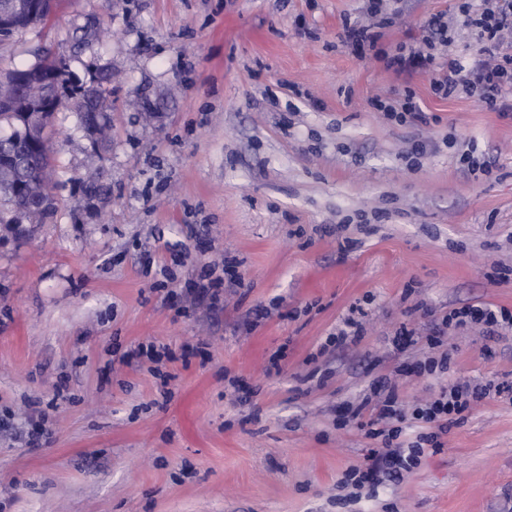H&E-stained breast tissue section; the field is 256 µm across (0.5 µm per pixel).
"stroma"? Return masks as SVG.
I'll list each match as a JSON object with an SVG mask.
<instances>
[{"instance_id": "1", "label": "stroma", "mask_w": 512, "mask_h": 512, "mask_svg": "<svg viewBox=\"0 0 512 512\" xmlns=\"http://www.w3.org/2000/svg\"><path fill=\"white\" fill-rule=\"evenodd\" d=\"M459 0H401L376 50ZM362 0H55L0 69L64 54L112 72L108 144L55 113L54 209L0 224V512H512V399L473 404L418 464L357 500L374 419H339L395 379L410 405L512 382V330L434 322L512 310V112L436 97L341 41ZM412 91L428 124L374 98ZM485 156L491 174L461 156ZM244 285L192 305L202 266ZM364 336L325 342L351 305ZM414 343L397 347L400 326ZM159 366L123 363L141 344ZM448 367L399 369L430 356ZM45 413L36 434L31 409ZM476 325L481 328L484 336H497L500 330L512 329V311L503 307H492L486 305H468L455 309L444 316L440 322L434 323L431 332L427 338L428 343L433 347L439 343L437 336H442L448 327L456 328Z\"/></svg>"}]
</instances>
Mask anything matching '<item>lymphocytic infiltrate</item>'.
I'll return each mask as SVG.
<instances>
[{"label":"lymphocytic infiltrate","mask_w":512,"mask_h":512,"mask_svg":"<svg viewBox=\"0 0 512 512\" xmlns=\"http://www.w3.org/2000/svg\"><path fill=\"white\" fill-rule=\"evenodd\" d=\"M469 23L481 38L478 60L467 65L454 59L439 61L437 47L452 43L456 34L451 21L439 14L426 21L427 36L421 43L398 46L395 53L386 56V66L396 74L408 77L420 71L428 73L430 87L439 98L448 99L463 93L489 109L511 111L512 53L506 52L503 44L505 31H512V0H488L487 7L476 17H470ZM472 324L479 326L486 336L493 337L500 330L512 329V311L486 305H468L453 310L433 324L428 342L437 345L440 335L448 327ZM510 391L512 386L505 383L489 381L474 385L465 381L408 406L399 399L396 383L384 381L373 397L364 398L362 404L373 407L378 421L390 423L391 428L372 430V437L380 439L381 446L374 451L365 469L355 468L348 472V481L358 490L373 487L379 484L381 476H400L416 464L420 448L406 449L396 442L399 423L410 419L443 427L460 421L472 401Z\"/></svg>","instance_id":"1"}]
</instances>
